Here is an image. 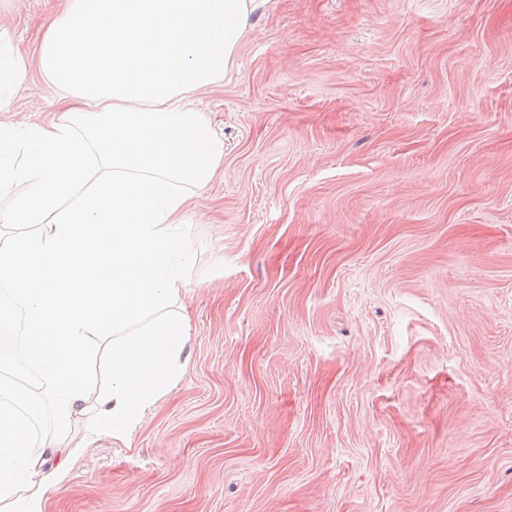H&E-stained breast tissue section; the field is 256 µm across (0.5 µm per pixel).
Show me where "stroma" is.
I'll return each mask as SVG.
<instances>
[{
    "mask_svg": "<svg viewBox=\"0 0 512 512\" xmlns=\"http://www.w3.org/2000/svg\"><path fill=\"white\" fill-rule=\"evenodd\" d=\"M61 3L0 0L16 53ZM184 106L187 373L43 512H512V0H266Z\"/></svg>",
    "mask_w": 512,
    "mask_h": 512,
    "instance_id": "obj_1",
    "label": "stroma"
}]
</instances>
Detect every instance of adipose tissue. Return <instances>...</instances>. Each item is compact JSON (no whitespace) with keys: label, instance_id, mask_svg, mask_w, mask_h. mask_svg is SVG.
<instances>
[{"label":"adipose tissue","instance_id":"ef3b65f1","mask_svg":"<svg viewBox=\"0 0 512 512\" xmlns=\"http://www.w3.org/2000/svg\"><path fill=\"white\" fill-rule=\"evenodd\" d=\"M262 2L67 0L30 61L0 36V108L32 68L65 105L42 124L0 122V189L23 188L0 223L30 227L0 245V362L19 347L37 367L62 454L73 417L127 437L184 375L181 227L224 144L183 103L223 79ZM94 336L112 339L104 392L87 372ZM43 465L0 397V512H42L65 477Z\"/></svg>","mask_w":512,"mask_h":512}]
</instances>
